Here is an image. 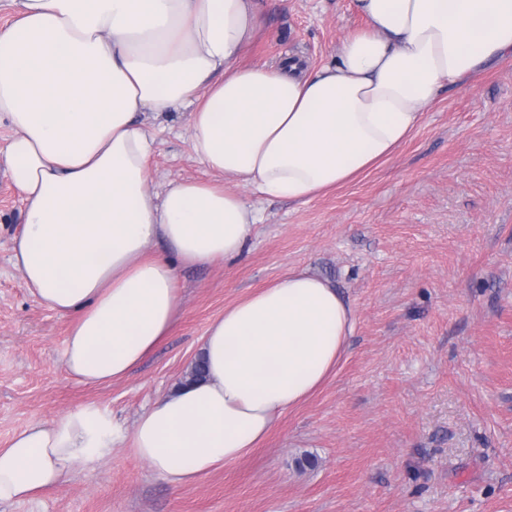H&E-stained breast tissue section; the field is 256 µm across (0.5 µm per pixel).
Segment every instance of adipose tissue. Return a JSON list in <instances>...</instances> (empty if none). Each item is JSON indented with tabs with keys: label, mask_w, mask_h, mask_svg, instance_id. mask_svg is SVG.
I'll return each instance as SVG.
<instances>
[{
	"label": "adipose tissue",
	"mask_w": 512,
	"mask_h": 512,
	"mask_svg": "<svg viewBox=\"0 0 512 512\" xmlns=\"http://www.w3.org/2000/svg\"><path fill=\"white\" fill-rule=\"evenodd\" d=\"M0 29V164L25 221L12 264L69 320L68 375L125 377L168 335L178 264L237 256L258 222L241 194L306 203L388 160L441 92L512 52V0H354L364 29L332 61L243 63L257 0H15ZM187 110L202 179L150 185L145 113ZM162 240L172 258L147 255ZM356 313L327 278L289 270L225 308L206 374L125 434L87 403L0 448V502L28 498L130 442L176 489L248 456L341 364Z\"/></svg>",
	"instance_id": "1"
}]
</instances>
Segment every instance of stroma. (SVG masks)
Masks as SVG:
<instances>
[{
    "label": "stroma",
    "mask_w": 512,
    "mask_h": 512,
    "mask_svg": "<svg viewBox=\"0 0 512 512\" xmlns=\"http://www.w3.org/2000/svg\"><path fill=\"white\" fill-rule=\"evenodd\" d=\"M245 62L315 68L363 27L353 0H259ZM188 115L155 120L154 186L203 177ZM242 252L178 267L171 333L124 378L87 387L62 364L65 318L11 263L22 204L0 166V447L87 403L124 429L189 370L225 307L308 267L356 311L320 391L250 456L173 490L128 445L0 512H512V55L445 89L409 141L360 179L299 204L246 191Z\"/></svg>",
    "instance_id": "stroma-1"
}]
</instances>
